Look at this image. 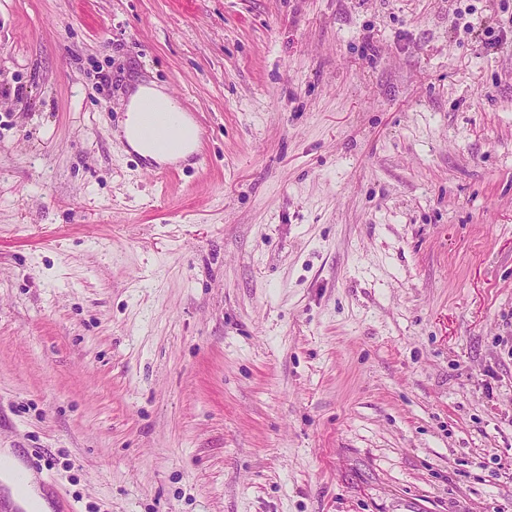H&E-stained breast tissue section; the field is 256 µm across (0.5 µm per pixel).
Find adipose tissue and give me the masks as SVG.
I'll return each instance as SVG.
<instances>
[{
  "mask_svg": "<svg viewBox=\"0 0 512 512\" xmlns=\"http://www.w3.org/2000/svg\"><path fill=\"white\" fill-rule=\"evenodd\" d=\"M151 97L163 109L174 113L178 128L177 141L166 149H157L154 144L142 139L138 133V106L144 97ZM124 134L129 145L139 154L153 159H178L186 157L195 143V126L182 114L176 100L169 95L145 86H137L130 96ZM0 485L10 493L23 512H52L46 496L40 491L34 476L11 449L0 448Z\"/></svg>",
  "mask_w": 512,
  "mask_h": 512,
  "instance_id": "obj_1",
  "label": "adipose tissue"
}]
</instances>
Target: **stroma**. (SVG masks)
I'll return each mask as SVG.
<instances>
[{
	"mask_svg": "<svg viewBox=\"0 0 512 512\" xmlns=\"http://www.w3.org/2000/svg\"><path fill=\"white\" fill-rule=\"evenodd\" d=\"M0 448L66 512H512V0H0ZM149 96L163 109L174 113L173 119L178 128V140L164 150L157 149L154 144L142 139L138 133L140 101ZM181 113V114H177ZM173 119L160 121L161 126L148 128L144 135L152 140H171L175 131ZM195 126L192 120L183 113L176 100L169 95L151 87L138 85L130 96L127 109V119L124 126V134L129 145L139 154L152 159H178L186 157L192 150L195 143Z\"/></svg>",
	"mask_w": 512,
	"mask_h": 512,
	"instance_id": "stroma-1",
	"label": "stroma"
}]
</instances>
